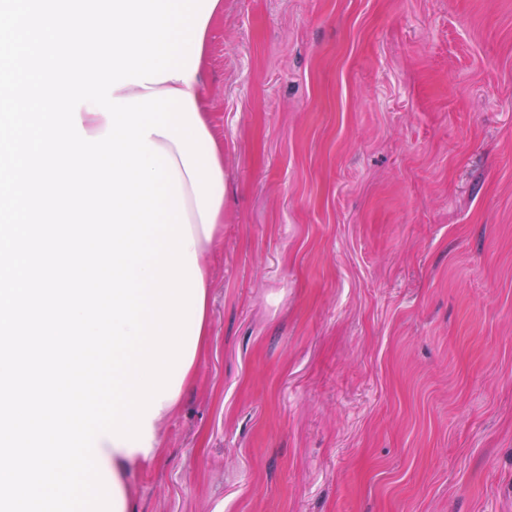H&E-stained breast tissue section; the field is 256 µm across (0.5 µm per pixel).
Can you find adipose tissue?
Segmentation results:
<instances>
[{"label": "adipose tissue", "instance_id": "adipose-tissue-1", "mask_svg": "<svg viewBox=\"0 0 512 512\" xmlns=\"http://www.w3.org/2000/svg\"><path fill=\"white\" fill-rule=\"evenodd\" d=\"M165 90L181 91L189 94L190 103L195 109L198 120L208 123L209 118L205 107V68L197 66L191 71L188 79H167L159 83H151L147 86L129 84L116 88V96L131 98L147 92L159 93ZM181 192L184 198L186 215L190 222L192 245H189V254L194 255L195 270L202 282H209L210 268L205 261V254L212 246L216 234L224 224V189L216 187L214 205L210 209L209 222H202L200 218L199 204L195 200V188L189 177H182ZM181 393H174L171 399L161 402L158 411L150 419V437L146 444L140 447H131L127 444H115L110 437L104 436L97 440L96 446L104 464L114 482V497L119 500L121 508L119 512H135L129 491L126 485V475L129 469L141 461L154 460L161 446L160 425L178 408L181 402Z\"/></svg>", "mask_w": 512, "mask_h": 512}]
</instances>
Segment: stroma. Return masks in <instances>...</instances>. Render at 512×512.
<instances>
[{"label": "stroma", "mask_w": 512, "mask_h": 512, "mask_svg": "<svg viewBox=\"0 0 512 512\" xmlns=\"http://www.w3.org/2000/svg\"><path fill=\"white\" fill-rule=\"evenodd\" d=\"M209 344L137 512H512V0H224Z\"/></svg>", "instance_id": "35a3bbf8"}]
</instances>
